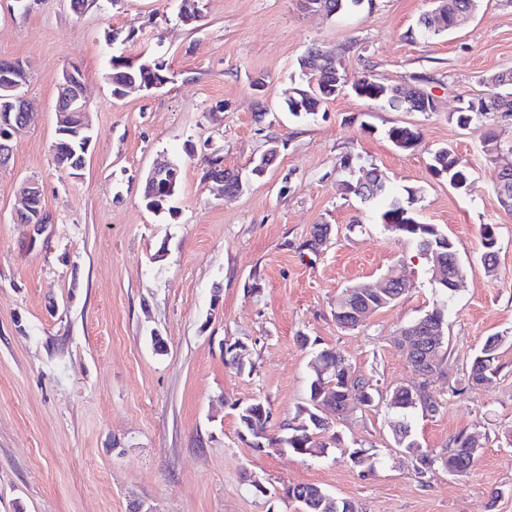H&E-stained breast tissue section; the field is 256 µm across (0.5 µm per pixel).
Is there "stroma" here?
<instances>
[{"instance_id":"35a3bbf8","label":"stroma","mask_w":512,"mask_h":512,"mask_svg":"<svg viewBox=\"0 0 512 512\" xmlns=\"http://www.w3.org/2000/svg\"><path fill=\"white\" fill-rule=\"evenodd\" d=\"M181 0H98L82 14L70 0H0V59L29 63L21 89L34 120L0 169V512H297L290 485L314 484L359 512H512V216L495 185L512 164V117L460 128L452 118L512 70V0H481L449 35L417 28L432 0H367L333 16L298 0H202L203 17L179 16ZM121 38L108 42L112 32ZM341 51L350 73L431 95V112H404L339 94L317 113L293 117L285 92L310 45ZM150 54L168 83L154 93L112 94L109 59ZM84 76L95 136L80 178L52 158L62 69ZM264 121H256L258 107ZM421 143L401 150L389 128ZM501 150L484 152L488 127ZM263 176L224 197L206 159L248 173L270 146ZM451 149L467 167L465 189L431 170ZM380 169L396 193L416 190L419 220L453 242L466 269L445 315L447 372L430 389L441 406L411 416L431 453L460 432L483 439L463 476H419L396 446L386 400L414 380L396 330L439 298L415 245L389 232L378 202L342 193L343 156ZM180 168L173 214L141 199L156 159ZM39 183L49 218L40 230L14 223L16 187ZM331 228L318 250L316 225ZM498 227L494 272L480 261V227ZM404 266L407 288L354 330L333 317L347 287L377 285ZM164 340L163 350L151 343ZM507 334L491 385L466 386L487 336ZM244 346L243 368L224 349ZM332 348L383 398L335 422L317 455L259 450L241 439L237 411L269 407L279 433L308 399L314 352ZM373 448L364 474L351 449ZM259 478L261 495L250 485Z\"/></svg>"}]
</instances>
